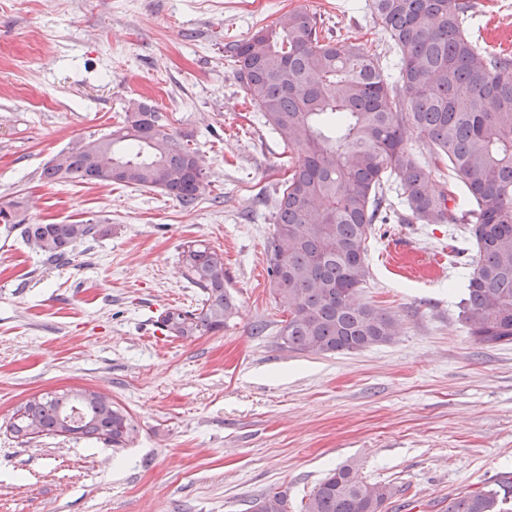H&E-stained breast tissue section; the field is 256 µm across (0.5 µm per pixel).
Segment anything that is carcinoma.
<instances>
[{"label":"carcinoma","instance_id":"obj_1","mask_svg":"<svg viewBox=\"0 0 512 512\" xmlns=\"http://www.w3.org/2000/svg\"><path fill=\"white\" fill-rule=\"evenodd\" d=\"M373 18L394 49L383 64L362 44L322 33L316 15L293 10L228 46V57L254 109L284 148L300 155L273 211L265 247L270 292L287 313L281 346L328 355L392 340L401 324L359 298L369 277L368 242L383 224H448L471 241L475 256L458 318L477 344H512V58L472 35L473 0H369ZM429 144L421 161L412 136ZM42 171L49 183L105 182L86 160L82 141ZM447 168L463 186L430 185L431 169ZM112 182L159 189L184 209L205 189L197 151L135 102L112 130ZM396 184L402 200L386 198ZM0 224L18 226L49 261L104 233L89 221L29 224L22 204H0ZM183 275L200 289L193 310L169 308L159 318L171 336L192 339L224 329L235 297L224 287V255L204 243L183 251ZM23 442L42 434L76 435L121 448L135 432L110 401L73 394L33 399L10 424ZM396 494L343 465L328 472L303 512H381ZM249 512H288V493L270 490ZM448 512H512V476L448 500Z\"/></svg>","mask_w":512,"mask_h":512}]
</instances>
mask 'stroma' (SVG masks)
<instances>
[{
    "label": "stroma",
    "mask_w": 512,
    "mask_h": 512,
    "mask_svg": "<svg viewBox=\"0 0 512 512\" xmlns=\"http://www.w3.org/2000/svg\"><path fill=\"white\" fill-rule=\"evenodd\" d=\"M295 9L393 54L367 0H0V201H22L36 224L104 228L61 262L21 230L0 234V512H247L277 488L301 512L340 465L396 488L385 512H448L449 497L512 471V344L478 345L462 327L470 245L447 225L388 224L369 242L361 299L400 320L393 340L330 356L279 345L272 216L257 199L287 179L288 153L224 47ZM472 30L512 53L494 0H479ZM134 100L196 149L207 186L194 209L158 190L42 178ZM191 241L223 252L238 311L182 340L159 317L200 298L183 277ZM83 388L128 412L126 447L12 436L21 405Z\"/></svg>",
    "instance_id": "obj_1"
}]
</instances>
